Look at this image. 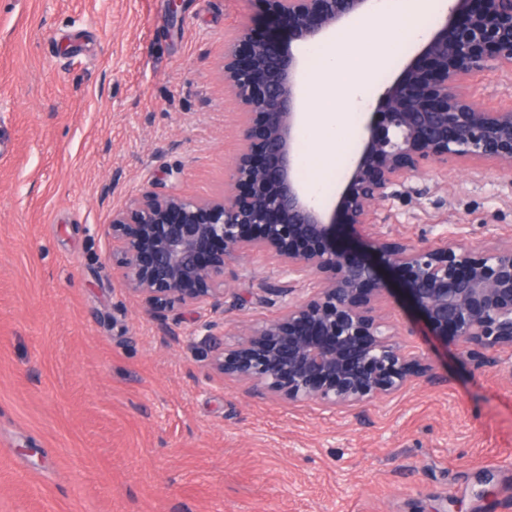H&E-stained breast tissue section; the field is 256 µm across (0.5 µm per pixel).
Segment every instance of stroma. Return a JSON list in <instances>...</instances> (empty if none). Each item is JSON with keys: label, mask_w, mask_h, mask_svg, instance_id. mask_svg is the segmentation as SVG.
I'll use <instances>...</instances> for the list:
<instances>
[{"label": "stroma", "mask_w": 512, "mask_h": 512, "mask_svg": "<svg viewBox=\"0 0 512 512\" xmlns=\"http://www.w3.org/2000/svg\"><path fill=\"white\" fill-rule=\"evenodd\" d=\"M254 0H0V512H512V348L482 360L429 336L386 277L381 314L426 373L335 412L259 395L210 368L195 336L274 317L285 280L230 262L224 308L155 316L106 235L150 179L220 193L239 107L230 33ZM512 109V73L469 76ZM512 242V177L490 160L393 186L365 231L433 244ZM216 343V344H217Z\"/></svg>", "instance_id": "35a3bbf8"}]
</instances>
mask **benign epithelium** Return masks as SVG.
<instances>
[{
    "mask_svg": "<svg viewBox=\"0 0 512 512\" xmlns=\"http://www.w3.org/2000/svg\"><path fill=\"white\" fill-rule=\"evenodd\" d=\"M259 13L224 53V87L237 99L241 148L224 191L209 198L152 180L112 210V259L153 313L177 305L218 309L230 292L228 261L268 253L288 275L266 288L290 296L280 316L244 326L213 368L325 409L388 396L423 374L379 315L382 268L432 335L480 358L512 346V244L475 248L463 237L438 245L376 238L370 253L336 246V227L363 230L388 189L428 166L491 159L512 174V110L489 111L465 80L512 71V0H452L449 17L378 97L358 134L334 213L312 201L297 168L305 101L298 48L362 17L378 0H257Z\"/></svg>",
    "mask_w": 512,
    "mask_h": 512,
    "instance_id": "benign-epithelium-1",
    "label": "benign epithelium"
}]
</instances>
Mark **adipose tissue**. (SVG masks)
<instances>
[{"mask_svg":"<svg viewBox=\"0 0 512 512\" xmlns=\"http://www.w3.org/2000/svg\"><path fill=\"white\" fill-rule=\"evenodd\" d=\"M393 52L389 42L376 44L368 53L354 51L346 33L330 41L310 83L309 99L317 110L308 116V125L321 126L330 138H338L344 128L342 110L346 103L360 97L367 73L385 65Z\"/></svg>","mask_w":512,"mask_h":512,"instance_id":"obj_1","label":"adipose tissue"}]
</instances>
